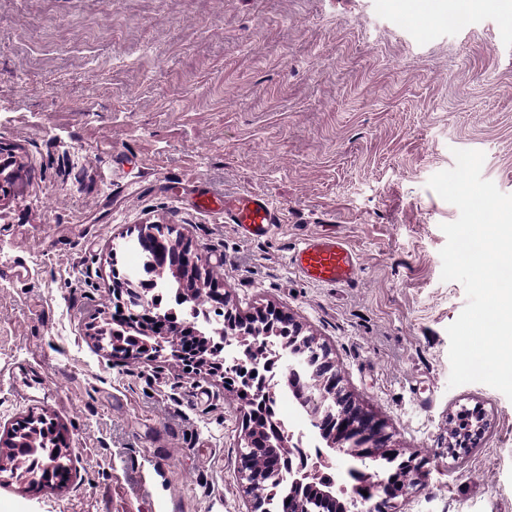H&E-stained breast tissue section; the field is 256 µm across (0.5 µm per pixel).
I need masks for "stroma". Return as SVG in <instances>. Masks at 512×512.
<instances>
[{
    "label": "stroma",
    "mask_w": 512,
    "mask_h": 512,
    "mask_svg": "<svg viewBox=\"0 0 512 512\" xmlns=\"http://www.w3.org/2000/svg\"><path fill=\"white\" fill-rule=\"evenodd\" d=\"M512 0L430 21L392 0H0V437L43 414L70 481L0 473V512H246L242 406L220 378L124 359L93 328L113 313L124 244L167 225L241 313L272 307L328 344L341 385L425 478L399 512H512V400L449 387L442 281L458 209L427 182L484 152L512 194ZM255 192L279 222L242 237L196 194ZM336 232L355 285L287 257ZM480 408L482 447L449 452Z\"/></svg>",
    "instance_id": "35a3bbf8"
}]
</instances>
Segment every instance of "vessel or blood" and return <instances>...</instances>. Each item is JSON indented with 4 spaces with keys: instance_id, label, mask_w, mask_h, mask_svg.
Returning <instances> with one entry per match:
<instances>
[{
    "instance_id": "1",
    "label": "vessel or blood",
    "mask_w": 512,
    "mask_h": 512,
    "mask_svg": "<svg viewBox=\"0 0 512 512\" xmlns=\"http://www.w3.org/2000/svg\"><path fill=\"white\" fill-rule=\"evenodd\" d=\"M224 220L249 240L267 237L278 222L275 209L262 195L242 193L224 201ZM289 266L307 280L353 286L358 278V253L333 232L304 238L288 257Z\"/></svg>"
}]
</instances>
